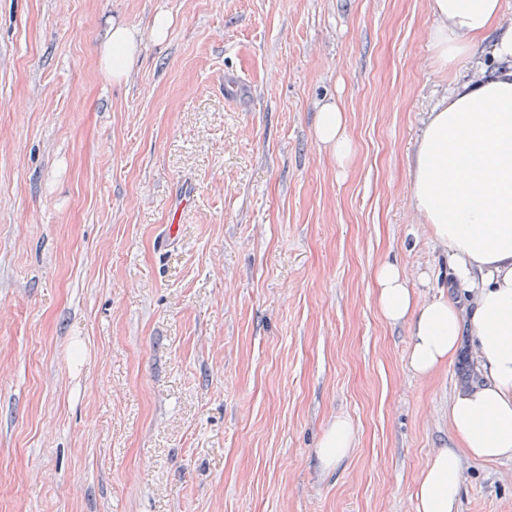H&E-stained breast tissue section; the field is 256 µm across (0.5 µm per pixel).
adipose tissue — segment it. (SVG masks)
I'll return each mask as SVG.
<instances>
[{"mask_svg":"<svg viewBox=\"0 0 512 512\" xmlns=\"http://www.w3.org/2000/svg\"><path fill=\"white\" fill-rule=\"evenodd\" d=\"M429 9L439 69L476 63L489 36L500 62L434 106L409 170L416 210L456 262L455 295L420 301L391 262L377 267L374 282L384 320L410 327L414 374L430 376L454 358L462 335L472 340L478 379L449 400L454 439L431 455L414 493L417 512H457L465 459H512V25L500 21L501 0H429ZM140 53L138 31L112 22L99 44L100 70L122 81ZM313 134L339 166L351 162L352 139L335 103L320 105ZM354 434L348 418L332 422L317 450L324 469L348 456Z\"/></svg>","mask_w":512,"mask_h":512,"instance_id":"adipose-tissue-1","label":"adipose tissue"}]
</instances>
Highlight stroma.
Here are the masks:
<instances>
[{
	"label": "stroma",
	"instance_id": "stroma-1",
	"mask_svg": "<svg viewBox=\"0 0 512 512\" xmlns=\"http://www.w3.org/2000/svg\"><path fill=\"white\" fill-rule=\"evenodd\" d=\"M114 20L142 38L119 84ZM432 24L429 0H0V512H416L476 378L467 341L416 377L373 284L390 261L420 300L453 288L408 165L482 73L439 70ZM463 478L459 512H512L511 459ZM139 32L123 22L112 21L99 44V66L112 82L127 78L141 53ZM313 134L315 140L330 151L339 166L344 167L351 162L354 154L352 139L347 131L344 112L336 103L320 105ZM354 434V426L346 417H336L326 429L317 450L325 470L334 469L348 456L353 446Z\"/></svg>",
	"mask_w": 512,
	"mask_h": 512
}]
</instances>
